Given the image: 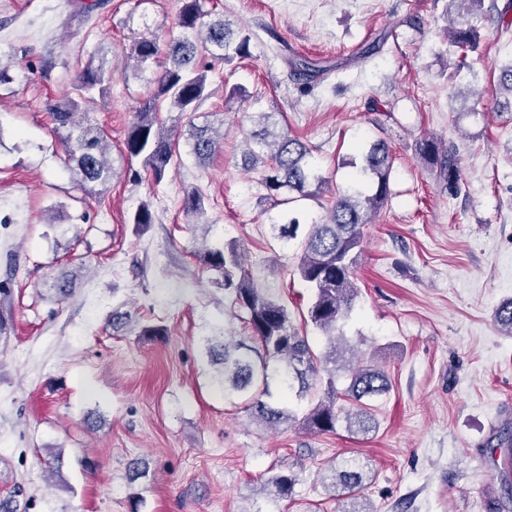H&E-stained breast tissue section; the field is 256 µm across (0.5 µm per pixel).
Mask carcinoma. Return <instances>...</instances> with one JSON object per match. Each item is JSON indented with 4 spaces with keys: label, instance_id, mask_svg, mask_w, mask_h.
Returning <instances> with one entry per match:
<instances>
[{
    "label": "carcinoma",
    "instance_id": "cac0c4a2",
    "mask_svg": "<svg viewBox=\"0 0 512 512\" xmlns=\"http://www.w3.org/2000/svg\"><path fill=\"white\" fill-rule=\"evenodd\" d=\"M208 4L209 0H180V32L170 39L166 50L170 65L154 80V88L136 113L124 142L122 153L126 159H140L146 175L156 185L179 164L180 156L178 140L165 131L161 113L194 112L210 97L207 71L200 66L204 56L231 60L250 54V36L235 33L222 19L204 22L211 14ZM483 4L484 0H448V40L454 51L464 55L478 50L480 33L471 19L482 12ZM159 51L157 40L142 38L134 43L130 58L135 67L143 69ZM288 66L291 79L310 85L321 75L343 68L344 63L320 65L296 56ZM112 79V70L89 62L72 83L66 99L47 105L54 133L69 146L70 161L84 183L104 186L115 174L108 162L110 145L104 133L81 112L82 104L93 94H108ZM498 91L508 96V109L512 110V61L500 68ZM271 118L267 112L258 113L257 130L249 136L245 162L263 168L262 183L268 197L278 198L283 204L308 198L313 195L309 187L322 182L311 161V149L301 139L278 131ZM187 145L190 154L205 163L223 149L224 134L199 128L192 131ZM417 151L448 194H460L462 174L456 154L434 137L421 139ZM347 165L357 168L356 175L368 181L369 190L354 188L336 193V200L321 220L303 224L299 217L291 216L283 224L272 225L279 239L302 237L296 273L312 292L306 321L328 337L326 350L315 352L287 307L255 285L238 247L205 246L198 250L204 266L221 273L220 286L231 305L245 312L250 332L247 341L227 335L204 337L210 362L219 365L213 383L224 392L225 400L268 429L296 421L290 398L293 394L298 400L316 398L302 417L307 429L334 433L342 427L351 435L367 434L377 427L371 401L390 390L389 378L381 367L351 362L345 367L349 384L341 392L336 390V372L340 371L336 362L345 352L336 347V340L343 339L341 324L353 311L358 296L354 272L363 248L364 227L391 195L393 157L388 144L378 139L361 151L360 163L349 161ZM182 209L191 219L203 215V196L197 191L186 193ZM132 223L140 231L154 223L150 204L137 208ZM75 288L74 274L62 271L53 277L51 289L56 301L67 300ZM495 320L512 336V299L496 308ZM367 473V463L360 458L340 459L331 487L334 496L344 502L341 512H373L364 505L361 494ZM295 482L296 474L288 468L272 472L264 482L269 501L277 507L290 498Z\"/></svg>",
    "mask_w": 512,
    "mask_h": 512
}]
</instances>
